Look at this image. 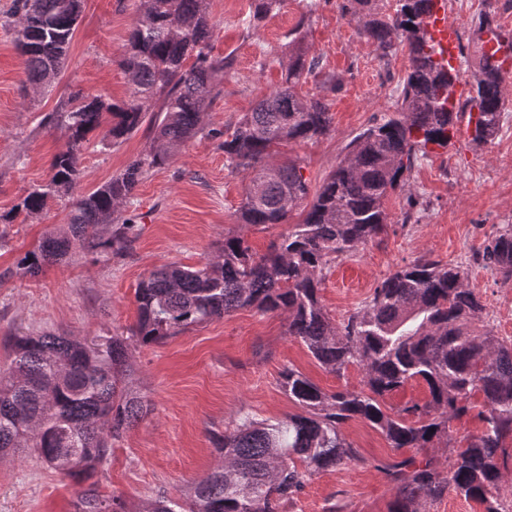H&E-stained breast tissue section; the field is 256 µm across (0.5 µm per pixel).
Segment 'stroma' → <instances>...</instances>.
<instances>
[{"mask_svg":"<svg viewBox=\"0 0 512 512\" xmlns=\"http://www.w3.org/2000/svg\"><path fill=\"white\" fill-rule=\"evenodd\" d=\"M315 1L310 15L308 0H287L249 31L241 21L253 0H208L212 54L232 57L233 63L215 82L200 131L166 165L144 173L126 206L133 228L123 258L98 260L76 245L70 258L45 266L38 278L22 277L15 272L18 258L45 232L67 222L70 200L57 198L38 216L0 223V369L12 360L7 337L126 335L137 321L135 290L151 270L164 264L199 267L233 235L243 236L261 255L285 232L282 224L240 222L246 174L229 167L214 133L232 130L280 85L288 33L298 23H305L308 53L321 69L297 91L324 97L333 119L328 136L280 150L281 158L300 162L310 191L319 189L363 128L395 112L398 81L410 65L406 51L380 59L357 22L342 13V0ZM11 2L0 0V214L47 182L53 155L66 147L60 130L41 126L45 114L80 88L115 101L125 98L127 78L116 60L140 5V0H84L65 69L52 91L37 94L25 84L22 59L4 25ZM446 2L464 46L460 77L468 81L477 50L474 20L483 0ZM327 74L339 88L326 95L321 82ZM505 106L491 144L473 143L467 124H459L447 148L430 150L389 193L385 208L391 222L385 233L338 259L324 276L321 302L333 323L342 322L395 270L428 254L465 268L486 306L476 330L512 339V281L477 259L486 241L512 224V94ZM102 136L99 130L89 136L76 193L95 190L146 154L155 129L143 123L114 146ZM287 329L284 314L243 309L159 343L132 347L134 385L151 411L115 441L98 468L101 492L121 497L135 512H144L161 494L181 497L217 466L213 437L234 427L242 413L259 420L296 413L280 386L285 367L298 369L329 393L362 388L358 367L340 376L325 370ZM343 432L366 457L390 461L398 455L364 422H349ZM77 491L31 449L0 454V512H74ZM393 496L382 471L350 464L313 476L282 510L388 512Z\"/></svg>","mask_w":512,"mask_h":512,"instance_id":"obj_1","label":"stroma"}]
</instances>
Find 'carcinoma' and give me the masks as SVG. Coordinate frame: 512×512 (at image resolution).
I'll list each match as a JSON object with an SVG mask.
<instances>
[{"label":"carcinoma","instance_id":"1","mask_svg":"<svg viewBox=\"0 0 512 512\" xmlns=\"http://www.w3.org/2000/svg\"><path fill=\"white\" fill-rule=\"evenodd\" d=\"M82 2L13 0L14 47L29 83L47 88L61 74ZM373 2L344 0L342 8L381 57L406 49L410 66L400 83V106L350 142L314 196L300 166L266 162L281 145L331 131L324 99L305 100L296 91L319 67L302 46V25L289 33L281 86L224 138L229 165L249 172V183L262 182L257 194L247 187L241 223L286 224L300 211V221L268 253L255 256L242 237L231 236L200 268L166 264L151 271L136 289L137 322L125 338L9 337L13 358L0 370V453L31 448L79 485L75 512H129L121 498L101 494L93 477L112 441L149 411L133 386L131 344H154L244 308L287 314L288 336L333 373L362 368L364 387L327 393L302 372L284 370L281 388L299 412L275 421L244 414L234 428L213 436L220 465L181 499L161 496L145 512H280L310 477L368 463L343 434L353 420L378 430L391 447L411 450L379 465L396 489L389 512H426L450 493L482 504L484 512H512L498 465L512 445V342L473 330L486 307L466 283L465 269L422 256L385 278L338 325L321 304L323 271L385 231L384 200L404 183L418 155L430 146L447 147L475 107L472 140L492 142L505 108L500 65L483 54L472 96L456 109L446 107L458 73L437 59L425 24L432 0H394L388 14ZM283 3L254 0L244 25L258 27ZM213 30L208 0H143L118 56L128 97L114 102L78 90L46 117L63 131L67 147L54 156L48 183L28 191L0 222L37 216L50 200L72 193L89 134L102 129L105 140L119 144L148 117L157 135L145 156L73 200L66 229L46 235L19 259L22 276H37L76 242L106 261L125 256L131 219L119 220L124 203L147 168L169 161L200 128L216 77L227 68L210 55ZM103 224L113 225L108 238L99 234ZM478 260L512 280V224L499 228ZM411 380L427 386L428 399L387 406L386 398ZM476 393L483 397L475 414L481 427L457 447L453 422L471 413ZM440 448L448 455L439 456Z\"/></svg>","mask_w":512,"mask_h":512}]
</instances>
